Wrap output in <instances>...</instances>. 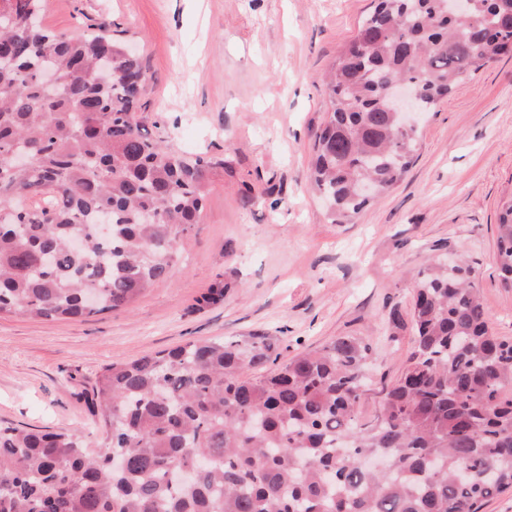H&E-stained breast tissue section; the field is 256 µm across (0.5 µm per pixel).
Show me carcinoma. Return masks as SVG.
Masks as SVG:
<instances>
[{
	"instance_id": "1",
	"label": "carcinoma",
	"mask_w": 512,
	"mask_h": 512,
	"mask_svg": "<svg viewBox=\"0 0 512 512\" xmlns=\"http://www.w3.org/2000/svg\"><path fill=\"white\" fill-rule=\"evenodd\" d=\"M375 2L324 82L313 143L312 187L338 220L409 166L395 83L425 113L512 54V0H467L464 21L448 0ZM43 8L0 0V315L84 320L171 275L224 160L145 134L139 59L104 25L46 29ZM496 262L512 288V199ZM473 274L461 259L417 281L412 349L372 418L361 337L282 363L275 336L189 342L97 376L103 453L0 425V512H480L512 488V340L491 333Z\"/></svg>"
}]
</instances>
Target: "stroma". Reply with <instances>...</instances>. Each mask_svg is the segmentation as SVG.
I'll use <instances>...</instances> for the list:
<instances>
[{"instance_id": "obj_1", "label": "stroma", "mask_w": 512, "mask_h": 512, "mask_svg": "<svg viewBox=\"0 0 512 512\" xmlns=\"http://www.w3.org/2000/svg\"><path fill=\"white\" fill-rule=\"evenodd\" d=\"M373 0H45L56 33L106 21L140 55L145 124L173 149L223 160L175 269L127 309L83 321L0 316V423L68 432L100 450L88 397L108 364L190 341L280 337L281 360L339 336L374 339L390 382L412 347L416 280L468 255L497 336L512 340V288L495 260L512 197V55L426 115L403 179L351 220L311 187L323 78ZM222 299L204 303L215 282Z\"/></svg>"}]
</instances>
